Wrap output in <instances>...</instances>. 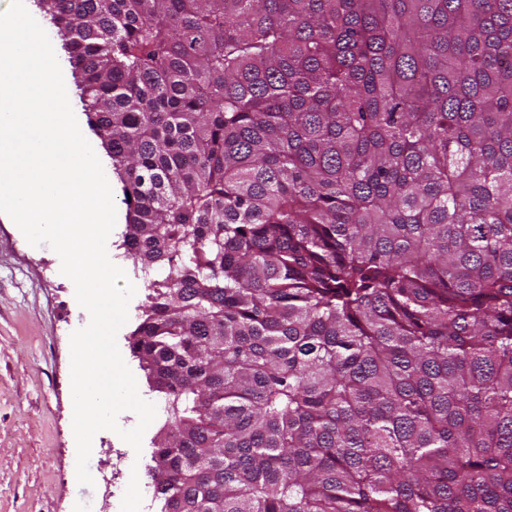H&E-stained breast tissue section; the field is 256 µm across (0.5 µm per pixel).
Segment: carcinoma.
I'll return each mask as SVG.
<instances>
[{
    "label": "carcinoma",
    "mask_w": 512,
    "mask_h": 512,
    "mask_svg": "<svg viewBox=\"0 0 512 512\" xmlns=\"http://www.w3.org/2000/svg\"><path fill=\"white\" fill-rule=\"evenodd\" d=\"M122 184L159 512H512V0H38Z\"/></svg>",
    "instance_id": "carcinoma-1"
}]
</instances>
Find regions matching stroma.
I'll return each mask as SVG.
<instances>
[{"label":"stroma","mask_w":512,"mask_h":512,"mask_svg":"<svg viewBox=\"0 0 512 512\" xmlns=\"http://www.w3.org/2000/svg\"><path fill=\"white\" fill-rule=\"evenodd\" d=\"M89 314L48 245L28 244L19 228L0 218V512H116L127 480L79 485L72 430L70 335ZM165 420L157 414L142 440L138 462L115 433L98 432L90 465L120 462L146 467Z\"/></svg>","instance_id":"stroma-1"}]
</instances>
